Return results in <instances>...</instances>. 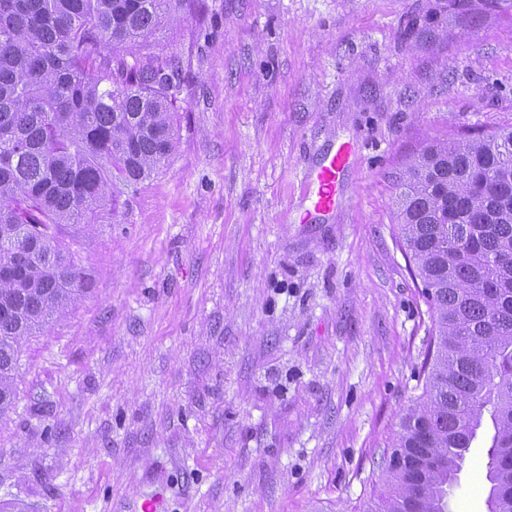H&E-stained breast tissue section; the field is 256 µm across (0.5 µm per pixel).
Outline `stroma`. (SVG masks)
I'll use <instances>...</instances> for the list:
<instances>
[{"instance_id": "obj_1", "label": "stroma", "mask_w": 512, "mask_h": 512, "mask_svg": "<svg viewBox=\"0 0 512 512\" xmlns=\"http://www.w3.org/2000/svg\"><path fill=\"white\" fill-rule=\"evenodd\" d=\"M435 0H196L150 42L182 70L176 145L65 231L89 292L22 341L0 501L29 512H368L421 395L432 312L402 171L512 124V0L409 40ZM352 149L328 212L316 172ZM488 428L449 512H488Z\"/></svg>"}]
</instances>
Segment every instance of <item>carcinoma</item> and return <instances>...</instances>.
I'll return each instance as SVG.
<instances>
[{"label":"carcinoma","instance_id":"1","mask_svg":"<svg viewBox=\"0 0 512 512\" xmlns=\"http://www.w3.org/2000/svg\"><path fill=\"white\" fill-rule=\"evenodd\" d=\"M192 0H0V416L16 396L20 341L85 293L58 240L95 224L120 189L175 147L172 59L128 64ZM501 0H437L431 16L493 14ZM397 223L433 312L420 404L383 473L380 512H448V486L485 419L489 512H512V125L424 146L400 177Z\"/></svg>","mask_w":512,"mask_h":512}]
</instances>
